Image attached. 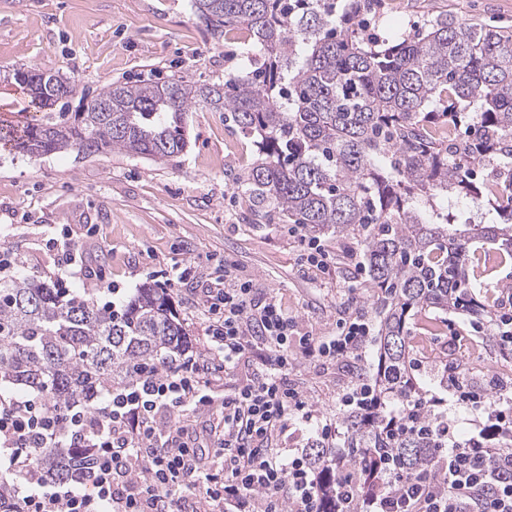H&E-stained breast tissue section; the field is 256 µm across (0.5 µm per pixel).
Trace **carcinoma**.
<instances>
[{"instance_id":"1","label":"carcinoma","mask_w":512,"mask_h":512,"mask_svg":"<svg viewBox=\"0 0 512 512\" xmlns=\"http://www.w3.org/2000/svg\"><path fill=\"white\" fill-rule=\"evenodd\" d=\"M191 8L217 38L246 34L251 72L212 86L176 75L160 85L110 83L82 97L73 119L62 112L57 120L51 109L76 86L32 71L23 86L46 120L0 128V141L38 156L119 150L164 162L185 149L184 117L197 108L259 138L260 158L239 181L245 194L260 211L354 239L377 290L380 409L370 421L356 411L343 419L344 467L328 444L308 448L322 471L325 512H357L371 483L364 451L417 473L446 443L429 407L390 421L416 401L412 314L472 304L476 245H495L501 261H512V30L437 17L389 46L339 30L336 0H191ZM103 102L111 111H99ZM462 118V138L430 136V122ZM458 196L494 210L501 225L454 229V215L436 201L449 207ZM186 339L163 288L142 286L116 315L90 292L66 298L37 279L0 282V385L45 395L54 411L78 400L93 409L129 380L134 362L163 369ZM33 463L59 481L79 477L69 448H36Z\"/></svg>"}]
</instances>
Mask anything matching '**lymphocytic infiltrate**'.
<instances>
[{
  "label": "lymphocytic infiltrate",
  "mask_w": 512,
  "mask_h": 512,
  "mask_svg": "<svg viewBox=\"0 0 512 512\" xmlns=\"http://www.w3.org/2000/svg\"><path fill=\"white\" fill-rule=\"evenodd\" d=\"M347 316L336 336L324 340L288 338L293 322L276 299L255 283L225 269L216 286L205 289L208 350L235 368L246 352L261 351L263 369L225 394L224 475L207 473L206 457L190 445L179 418L186 408L212 401L211 377L192 354L163 370L141 373L130 388L97 402L95 416L70 407L55 414L45 398L0 393V447L8 452L19 512H179L189 494L203 490L225 512H321L315 475L306 453L277 448L273 441L290 418L316 425L320 441L339 430L317 417L307 398L288 383L295 360L351 359L361 356L370 326L349 296ZM452 403L476 414L474 433L449 434L448 445L431 451V465L410 478L380 471L378 490L364 494L357 512H512V398L499 397L488 411L489 391L448 378ZM62 443L81 451L86 473L72 482L36 475L31 448Z\"/></svg>",
  "instance_id": "1"
}]
</instances>
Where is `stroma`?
I'll return each instance as SVG.
<instances>
[{
    "label": "stroma",
    "mask_w": 512,
    "mask_h": 512,
    "mask_svg": "<svg viewBox=\"0 0 512 512\" xmlns=\"http://www.w3.org/2000/svg\"><path fill=\"white\" fill-rule=\"evenodd\" d=\"M445 13L512 28V0H377L366 17L372 36L409 34ZM248 47L231 36L214 39L190 0H0V120L24 126L41 119L26 91L7 80L17 68L57 72L80 95L114 82L167 80L177 74L197 84H220L251 69ZM189 145L163 163L123 152L74 150L31 156L0 145V248L14 258L12 276L56 283L67 244H75L89 276L71 279L75 293L95 291L98 303L123 306L158 271L191 261L196 279L171 286L173 305L195 349L208 356L199 302L203 288L223 276L222 260L253 280L292 316L295 336H331L345 313L348 280L363 262L353 240L322 234L327 267L306 263L296 237L277 215L258 213L238 178L257 159V138L228 127L223 113L195 109L185 116ZM117 286L118 294L107 291ZM413 335H428L430 353L411 348L419 390L442 395L444 365L465 369L475 385L495 378L512 383V351L493 325L464 311H426ZM377 344L361 361H299L289 378L317 411L342 420L340 401L357 373L373 378ZM209 473L222 460L214 448L222 416L203 408L188 418Z\"/></svg>",
    "instance_id": "stroma-1"
}]
</instances>
